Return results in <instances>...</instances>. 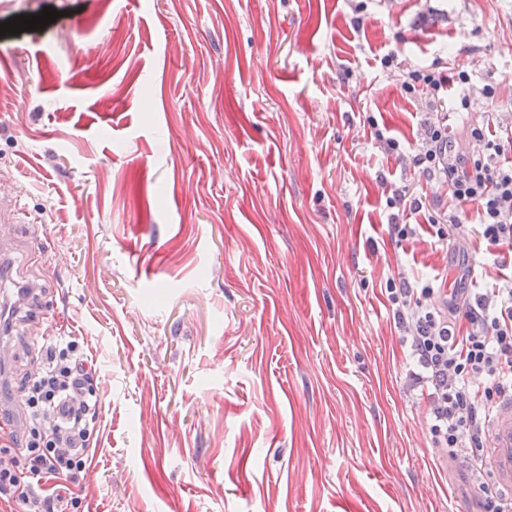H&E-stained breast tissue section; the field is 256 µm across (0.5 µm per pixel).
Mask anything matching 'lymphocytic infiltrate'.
I'll use <instances>...</instances> for the list:
<instances>
[{"instance_id": "lymphocytic-infiltrate-1", "label": "lymphocytic infiltrate", "mask_w": 512, "mask_h": 512, "mask_svg": "<svg viewBox=\"0 0 512 512\" xmlns=\"http://www.w3.org/2000/svg\"><path fill=\"white\" fill-rule=\"evenodd\" d=\"M467 83L466 71L448 75L431 65L409 71L402 88L407 94L425 95L433 110L425 120L413 165L445 186L448 208H425L409 185L392 186L387 205L391 235L404 240L416 233L404 224L405 210L427 211V223L438 243L461 242L469 231L463 222L465 206L476 208L477 232L487 249H512V126L498 135L481 127L468 128L464 140H456L448 127L442 104L451 81ZM388 303L398 327L410 339V378L428 405L429 430L434 448L450 462L464 463L472 478H480V450L486 439L484 420L497 398L512 389V276H504L478 292L451 293L446 306L433 302L432 281L389 279ZM76 455L34 457L31 465L39 483H21L10 470H0V494L19 490L34 500L42 512H56L62 494H43V480L58 481L80 468Z\"/></svg>"}]
</instances>
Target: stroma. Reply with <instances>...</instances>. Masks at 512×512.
<instances>
[{"mask_svg": "<svg viewBox=\"0 0 512 512\" xmlns=\"http://www.w3.org/2000/svg\"><path fill=\"white\" fill-rule=\"evenodd\" d=\"M46 7L0 38V286L42 289L0 403L75 342L97 413L68 512H478L385 289L466 254L489 283L512 253L443 250L421 212L392 238L388 184L443 192L372 127L414 155L428 106L401 83L436 60L470 75L465 124H512V0H0V22Z\"/></svg>", "mask_w": 512, "mask_h": 512, "instance_id": "35a3bbf8", "label": "stroma"}]
</instances>
